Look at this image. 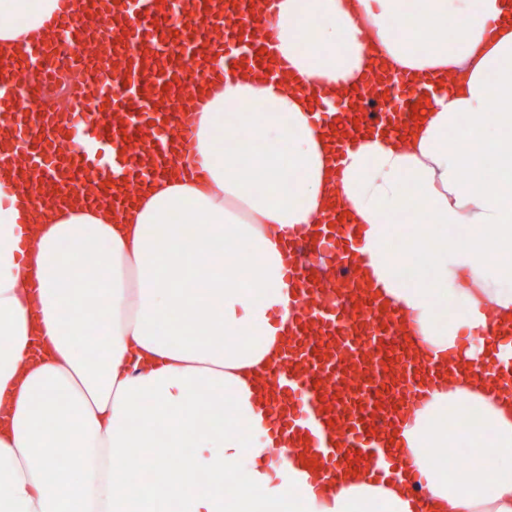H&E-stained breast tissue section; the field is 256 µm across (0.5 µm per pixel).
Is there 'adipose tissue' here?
<instances>
[{"instance_id": "1", "label": "adipose tissue", "mask_w": 512, "mask_h": 512, "mask_svg": "<svg viewBox=\"0 0 512 512\" xmlns=\"http://www.w3.org/2000/svg\"><path fill=\"white\" fill-rule=\"evenodd\" d=\"M418 4L414 28L406 0L276 4L278 52L303 84H355L373 57L457 71L406 136L365 137L342 169L310 98L241 74L198 116L205 182L151 181L117 216L59 207L26 255L31 200L0 197V512H512V392L480 385L433 388L400 432L417 487L366 472L317 494L302 458L261 465L260 380L296 304L280 234L314 224L332 194L370 282L434 356L479 361L488 312L512 318V27L495 24L500 0ZM61 10L35 0L0 42L43 36ZM90 247L91 268L77 261ZM30 275L33 309L19 294ZM462 404L479 427L458 422ZM435 448L467 449L466 480Z\"/></svg>"}]
</instances>
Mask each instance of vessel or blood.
<instances>
[{"label": "vessel or blood", "instance_id": "b4317fda", "mask_svg": "<svg viewBox=\"0 0 512 512\" xmlns=\"http://www.w3.org/2000/svg\"><path fill=\"white\" fill-rule=\"evenodd\" d=\"M277 0H65L51 38L0 49V137L23 148L21 161L0 148L14 191L34 207L70 198L87 184L90 202L121 214L134 189L172 172L205 171L193 152L195 128L184 107L206 82L242 70L264 80L283 66L271 18ZM79 80L66 108L43 104L40 91L58 65ZM96 86L87 95L85 84ZM436 80L412 81L370 64L358 85L317 92L318 108L344 98L340 121L328 126L335 162L365 132L404 134L434 104ZM82 125L88 142L71 136ZM338 203L309 237L291 228L281 237L286 275L298 294L295 326L280 361L267 372L269 426L305 456L318 478L370 466L396 477L405 449L388 442L411 411L400 395L422 401L427 380L455 368L448 360L415 358L397 315L386 312L356 268L357 230ZM326 249L341 277L334 298L295 255L298 239ZM486 382L512 388V365L490 353L480 364Z\"/></svg>", "mask_w": 512, "mask_h": 512}]
</instances>
